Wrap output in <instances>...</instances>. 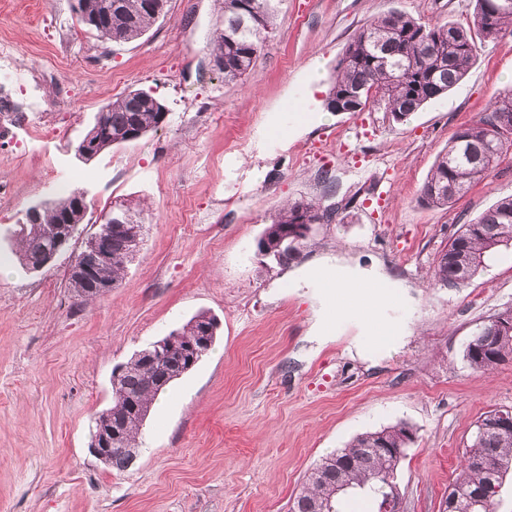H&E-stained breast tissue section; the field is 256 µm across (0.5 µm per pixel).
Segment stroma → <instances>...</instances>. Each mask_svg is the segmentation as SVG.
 I'll return each instance as SVG.
<instances>
[{"mask_svg": "<svg viewBox=\"0 0 512 512\" xmlns=\"http://www.w3.org/2000/svg\"><path fill=\"white\" fill-rule=\"evenodd\" d=\"M73 0H0V40L26 81L0 82L25 111L0 140V512H289L327 454L397 424L415 442L397 471L404 512H439L477 421L512 408V361L482 372L463 358L476 327L512 308V247L448 287L433 267L462 224L512 194V154L452 205L420 202L437 155L512 86V35L485 43L447 95L407 121L375 103L324 101L348 43L391 11L427 24L470 21L475 0H278L273 31L242 82L209 54L224 0H169L139 39L82 29ZM57 71L67 95L35 81ZM151 91L169 120L90 161L76 148L98 109ZM38 101L49 123L28 111ZM86 194L82 236L42 271L13 253L26 208ZM334 207L288 265L257 242L280 204ZM145 209V241L118 288L93 303L69 286L74 256L114 204ZM331 263L392 284L388 347L302 279ZM212 349L151 406L132 464L90 452L113 369L199 312Z\"/></svg>", "mask_w": 512, "mask_h": 512, "instance_id": "35a3bbf8", "label": "stroma"}]
</instances>
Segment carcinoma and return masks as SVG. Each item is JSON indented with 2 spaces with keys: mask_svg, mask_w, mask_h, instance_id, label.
Masks as SVG:
<instances>
[{
  "mask_svg": "<svg viewBox=\"0 0 512 512\" xmlns=\"http://www.w3.org/2000/svg\"><path fill=\"white\" fill-rule=\"evenodd\" d=\"M78 0L77 20L103 39L131 42L148 30L163 13L167 0ZM275 0H224V24L217 28L211 56L222 63L224 83H237L273 30ZM512 33V0H475L468 27L454 23L426 25L398 12L364 24L347 46L331 81L325 107L330 112H360L369 102L384 104L394 120L401 122L428 102L444 96L468 73L477 57L478 43L494 41ZM361 98L349 102L346 95ZM168 109L151 92L136 89L103 105L95 117L100 130L92 146L93 156L114 145L140 139L166 124ZM512 152V88L498 93L490 112L477 122L459 128L441 151L430 176L421 189V201L445 207L461 198L491 168ZM86 208L74 193L48 199L34 219L21 226L20 263L31 269L50 251L59 226L71 238L81 235ZM330 221L327 210L305 201L281 206L259 242L264 263L286 265L298 258V248L289 240L300 224ZM138 225H112L105 249L109 258L81 253L77 264L85 267L84 281L70 277L71 288L83 301L102 298L122 280L129 255L135 248ZM512 245V196H505L477 219L463 224L448 239L434 267V278L453 284L456 267L470 266V276L485 264L497 249ZM210 316L199 313L169 335L163 356L136 353L123 365L118 377L119 395L98 412L94 423L116 436L109 452L112 468L124 470L132 463L130 449L150 412L152 402L174 380L194 366L193 348L206 339ZM512 320V309L487 319L468 342L464 358L476 370L486 371L490 353L512 359V333L494 329V321ZM413 430L406 424L387 427L357 436L346 448L326 456L306 478L295 497L292 512H339L338 500L350 492L369 495L382 505L386 479L396 475L399 464L389 455L391 448H407L414 443ZM512 471V429L486 428L478 421L466 446L459 473L449 486L453 512H495L496 497L504 477Z\"/></svg>",
  "mask_w": 512,
  "mask_h": 512,
  "instance_id": "obj_1",
  "label": "carcinoma"
}]
</instances>
